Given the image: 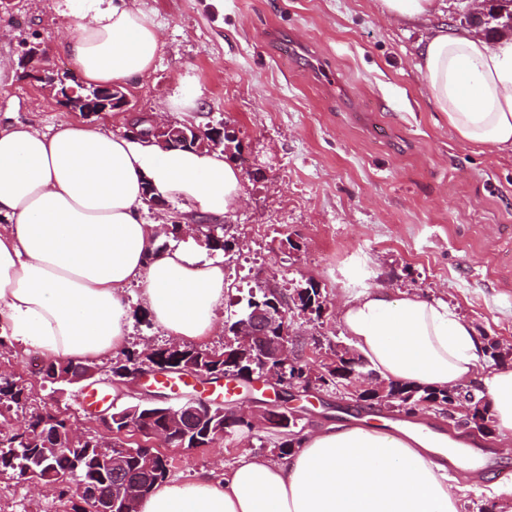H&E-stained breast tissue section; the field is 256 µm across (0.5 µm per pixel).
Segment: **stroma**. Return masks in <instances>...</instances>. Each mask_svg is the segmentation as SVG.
<instances>
[{"instance_id":"35a3bbf8","label":"stroma","mask_w":512,"mask_h":512,"mask_svg":"<svg viewBox=\"0 0 512 512\" xmlns=\"http://www.w3.org/2000/svg\"><path fill=\"white\" fill-rule=\"evenodd\" d=\"M49 0H0V55L16 78L0 93V116L47 129L75 118L25 73V44L55 53L72 18ZM166 42L156 70L129 85L138 112L204 129L224 122L243 159L244 195L224 218L229 288L221 325L207 343L224 346L232 305L269 283L284 294L315 283L321 315L292 310L297 354L333 360L346 344L337 297L357 272L366 284L441 299L512 368V155L460 142L427 101L417 64L420 24L391 22L379 0H141ZM187 88L198 112H169ZM138 286L128 299L129 349L171 340L142 311ZM25 351L0 356V370L24 381L31 406L61 412L87 436L93 415L79 386L42 383ZM278 429L259 425L215 448H171L169 477L189 481L221 471L239 456H279ZM50 491L24 477L0 480V512H59Z\"/></svg>"}]
</instances>
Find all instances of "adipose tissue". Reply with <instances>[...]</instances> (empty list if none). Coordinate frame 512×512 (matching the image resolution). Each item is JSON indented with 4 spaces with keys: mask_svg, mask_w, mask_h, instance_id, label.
<instances>
[{
    "mask_svg": "<svg viewBox=\"0 0 512 512\" xmlns=\"http://www.w3.org/2000/svg\"><path fill=\"white\" fill-rule=\"evenodd\" d=\"M387 19L426 26L417 44L427 99L467 144L512 153V38L496 44L443 22V0H381ZM75 21L56 49L85 86L148 79L166 43L139 0H64ZM190 205L182 223L228 216L243 195L222 150L163 149L78 121L44 132L0 121V336L49 357L93 363L122 352L126 289L141 287L153 322L178 344L214 335L224 260L191 245L160 249L144 184ZM338 312L379 378L451 390L479 376L500 445L512 444V368L486 361L471 325L440 300L351 275ZM432 429L403 435L330 425L297 452L245 454L224 471L157 485L140 512H459L463 490L434 459Z\"/></svg>",
    "mask_w": 512,
    "mask_h": 512,
    "instance_id": "ef3b65f1",
    "label": "adipose tissue"
}]
</instances>
